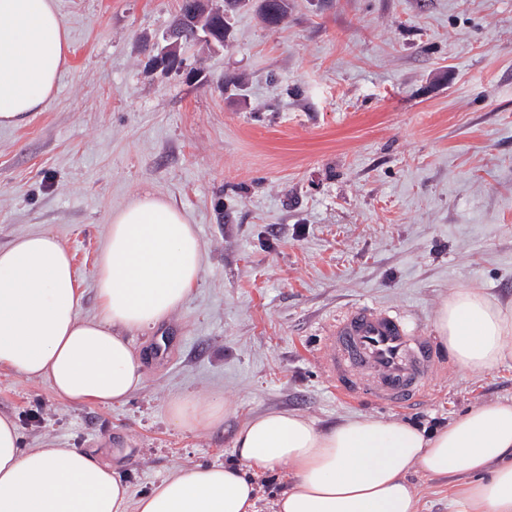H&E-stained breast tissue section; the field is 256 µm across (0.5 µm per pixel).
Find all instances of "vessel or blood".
Returning <instances> with one entry per match:
<instances>
[{
    "label": "vessel or blood",
    "mask_w": 512,
    "mask_h": 512,
    "mask_svg": "<svg viewBox=\"0 0 512 512\" xmlns=\"http://www.w3.org/2000/svg\"><path fill=\"white\" fill-rule=\"evenodd\" d=\"M313 357L343 400L391 407L420 401L446 369L432 337L367 304L331 321Z\"/></svg>",
    "instance_id": "b4317fda"
}]
</instances>
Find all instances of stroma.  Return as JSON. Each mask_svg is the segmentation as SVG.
Masks as SVG:
<instances>
[{
    "instance_id": "35a3bbf8",
    "label": "stroma",
    "mask_w": 512,
    "mask_h": 512,
    "mask_svg": "<svg viewBox=\"0 0 512 512\" xmlns=\"http://www.w3.org/2000/svg\"><path fill=\"white\" fill-rule=\"evenodd\" d=\"M54 2L70 52L42 109L0 126V248L57 235L94 315L110 216L151 192L195 224L206 260L166 327L129 333L143 383L125 402L74 404L0 368L22 447L114 459L138 496L229 461L236 427L264 412L434 427L512 400V362L448 363L423 402L385 408L339 399L312 358L359 304L431 336L452 289L512 308V0H288L276 28L250 0L225 45L173 70L155 59L181 0ZM181 395L220 396L223 423L175 427ZM409 480L417 512H448L447 480Z\"/></svg>"
}]
</instances>
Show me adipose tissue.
<instances>
[{"instance_id": "ef3b65f1", "label": "adipose tissue", "mask_w": 512, "mask_h": 512, "mask_svg": "<svg viewBox=\"0 0 512 512\" xmlns=\"http://www.w3.org/2000/svg\"><path fill=\"white\" fill-rule=\"evenodd\" d=\"M69 43L53 0H0V125L24 123L54 91ZM197 229L164 198L144 194L113 211L94 265L98 311L80 314L72 258L53 233L0 248V368L44 379L59 397L109 406L142 384L128 332L156 327L203 272ZM437 332L462 370L512 361V310L476 288L439 306ZM167 412L180 428L224 420L221 398L182 396ZM233 458L179 468L132 497L113 464L78 448H21L0 415V512H256L258 474L292 473L275 512H416L408 474L451 477L452 512H512V402L469 407L445 426L353 416L325 428L265 412L234 432Z\"/></svg>"}]
</instances>
